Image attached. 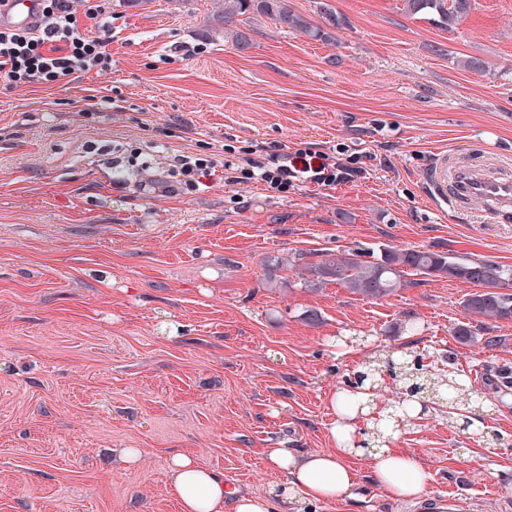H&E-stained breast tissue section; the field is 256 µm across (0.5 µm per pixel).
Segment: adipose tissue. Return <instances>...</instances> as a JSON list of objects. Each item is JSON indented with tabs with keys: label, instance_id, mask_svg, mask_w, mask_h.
Here are the masks:
<instances>
[{
	"label": "adipose tissue",
	"instance_id": "ef3b65f1",
	"mask_svg": "<svg viewBox=\"0 0 512 512\" xmlns=\"http://www.w3.org/2000/svg\"><path fill=\"white\" fill-rule=\"evenodd\" d=\"M345 400L353 402L354 410L338 411L330 427L335 443L333 449L302 454L290 448L266 451L270 466L284 472L288 481L274 497L239 495L228 488L222 475L200 467L194 458L178 453L168 461L171 492L181 512H274L275 505L293 503L295 494L314 501H332L355 495V473L348 458L361 455L362 446L355 437L356 407L365 403L362 393L347 392ZM373 478L378 487L396 500L420 497L427 486L428 474L418 457L389 446H381L374 455Z\"/></svg>",
	"mask_w": 512,
	"mask_h": 512
}]
</instances>
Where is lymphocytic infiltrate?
<instances>
[{"label": "lymphocytic infiltrate", "instance_id": "lymphocytic-infiltrate-1", "mask_svg": "<svg viewBox=\"0 0 512 512\" xmlns=\"http://www.w3.org/2000/svg\"><path fill=\"white\" fill-rule=\"evenodd\" d=\"M39 2L41 20L34 27H0V80L15 87L49 85L78 72L111 65L108 40L84 24L85 19L94 18V9H87L80 17L67 0ZM349 174L340 158L307 150L287 154L285 162L270 167L253 161L242 166L229 161L224 164L225 183L262 181L280 191L305 183L332 186Z\"/></svg>", "mask_w": 512, "mask_h": 512}]
</instances>
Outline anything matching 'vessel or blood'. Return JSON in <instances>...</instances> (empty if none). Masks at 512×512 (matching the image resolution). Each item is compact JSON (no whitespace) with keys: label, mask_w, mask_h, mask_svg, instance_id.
Instances as JSON below:
<instances>
[{"label":"vessel or blood","mask_w":512,"mask_h":512,"mask_svg":"<svg viewBox=\"0 0 512 512\" xmlns=\"http://www.w3.org/2000/svg\"><path fill=\"white\" fill-rule=\"evenodd\" d=\"M37 0H7L0 4V24L13 28L36 25ZM428 199L452 204L460 213L481 204L497 224L512 223V166L493 156H475L466 148L435 150L423 172Z\"/></svg>","instance_id":"vessel-or-blood-1"}]
</instances>
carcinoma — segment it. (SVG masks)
I'll list each match as a JSON object with an SVG mask.
<instances>
[{
    "label": "carcinoma",
    "mask_w": 512,
    "mask_h": 512,
    "mask_svg": "<svg viewBox=\"0 0 512 512\" xmlns=\"http://www.w3.org/2000/svg\"><path fill=\"white\" fill-rule=\"evenodd\" d=\"M405 12L412 16H431L442 27L451 30L467 19L475 0H403ZM265 15L282 29L301 32L325 43L335 42L334 34L309 22L298 14L288 0H215L207 24V39L229 41L241 52L252 45L251 35L236 26L238 17L246 14ZM458 280L473 284L479 290L462 301L466 321L452 329V335L463 345L477 339L473 323L483 319L512 320V294L501 292L512 285V265L490 260L471 259L448 252L384 246L373 260H364L359 252H326L321 259L307 264L300 273L302 286L318 291L336 283L365 299L380 300L411 284L410 273ZM404 396L413 400L421 395L419 387L431 384L437 393L448 391L449 414L461 409L472 386L465 378L452 373L443 376L427 370L424 364L413 367L409 361L397 362Z\"/></svg>",
    "instance_id": "1"
}]
</instances>
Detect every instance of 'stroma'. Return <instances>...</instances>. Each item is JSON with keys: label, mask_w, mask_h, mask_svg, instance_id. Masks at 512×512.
I'll return each instance as SVG.
<instances>
[{"label": "stroma", "mask_w": 512, "mask_h": 512, "mask_svg": "<svg viewBox=\"0 0 512 512\" xmlns=\"http://www.w3.org/2000/svg\"><path fill=\"white\" fill-rule=\"evenodd\" d=\"M91 4L111 68L0 81V512H180L178 452L269 495L285 476L266 449L330 448L333 396L364 363L404 353L467 373L474 427L433 406L390 447L425 463L427 493L512 512V395L489 384L512 368V320L462 345L452 329L474 285L418 275L376 301L336 283L307 291L291 266L266 275L276 257L381 245L512 264V224L442 212L422 182L437 146L512 161V0H476L451 31L401 0H290L321 26L336 13L335 43L254 15L244 53L207 39L212 0L73 2ZM467 57L484 69L464 70ZM273 145L341 152L361 171L285 193L225 184L229 148L264 161ZM178 155L214 162L203 187L175 188ZM372 465L352 461L359 499L298 512H414Z\"/></svg>", "instance_id": "35a3bbf8"}]
</instances>
